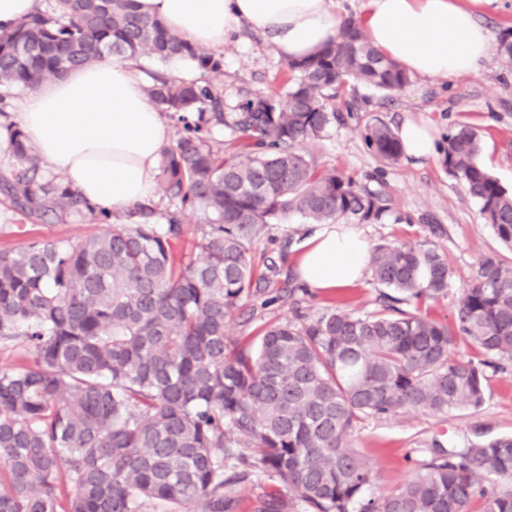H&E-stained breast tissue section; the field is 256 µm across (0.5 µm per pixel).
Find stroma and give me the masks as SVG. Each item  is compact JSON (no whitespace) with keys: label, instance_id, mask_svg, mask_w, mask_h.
<instances>
[{"label":"stroma","instance_id":"35a3bbf8","mask_svg":"<svg viewBox=\"0 0 512 512\" xmlns=\"http://www.w3.org/2000/svg\"><path fill=\"white\" fill-rule=\"evenodd\" d=\"M221 57L223 73L215 83L224 92L225 111H236L242 100L257 94L273 99L283 95L287 63L253 25H243L225 43ZM333 105L345 116V124L332 127L322 140L308 144L307 153L319 165L340 170L360 188L385 199L388 212L384 219L359 226L370 245H425L445 257L451 271L448 296L423 305L422 310L431 318L450 320L462 289L475 279L482 257L496 252L512 263V249L500 242L476 201L448 175L440 157L427 161L404 157L389 165L367 149L363 133L379 120L396 130L405 119L421 117L430 122L442 142L458 124H468L480 136L481 164L512 190V70L493 59L479 75L453 80L415 77L392 95L350 83L339 90ZM305 229L304 221L296 216L267 225L251 247L256 270H263L268 259L279 258L283 276H294L292 257ZM104 230V225L86 218L65 224L24 223L0 203V250L19 249L43 239L77 244ZM381 292V286L367 274L355 287L328 295L306 291L295 303L264 305L251 300L231 319L229 334L242 343L267 326L301 325L337 307L371 314L381 308ZM485 376L484 401L479 408L451 410L440 417L411 411L357 423L350 442L377 475L371 495L408 482L434 444L448 447L512 435V361H502L495 370L486 369Z\"/></svg>","mask_w":512,"mask_h":512}]
</instances>
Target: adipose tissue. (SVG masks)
Masks as SVG:
<instances>
[{"label":"adipose tissue","instance_id":"adipose-tissue-1","mask_svg":"<svg viewBox=\"0 0 512 512\" xmlns=\"http://www.w3.org/2000/svg\"><path fill=\"white\" fill-rule=\"evenodd\" d=\"M191 42L220 51L243 24L266 34L284 60L311 56L335 41L342 20L334 0H137ZM361 26L382 55L410 75L451 79L478 74L491 60L488 29L463 0H363ZM136 61L104 58L30 88L16 123L35 144L41 166L114 219L155 201L162 149L172 129L136 74ZM370 245L353 225H312L295 258L313 293L354 285Z\"/></svg>","mask_w":512,"mask_h":512}]
</instances>
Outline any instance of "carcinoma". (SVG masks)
<instances>
[{
	"instance_id": "1",
	"label": "carcinoma",
	"mask_w": 512,
	"mask_h": 512,
	"mask_svg": "<svg viewBox=\"0 0 512 512\" xmlns=\"http://www.w3.org/2000/svg\"><path fill=\"white\" fill-rule=\"evenodd\" d=\"M106 55L176 57L202 77L151 75L146 94L182 123L160 158L163 211L141 206L126 221L95 206L42 168L36 146L10 132L11 163L0 195L23 221L76 216L108 229L78 244L34 241L0 251V345L24 344L32 362L0 368V512H150L152 504L236 512L232 486L254 471L288 489L302 512H512V435L429 449L416 475L376 498L373 468L348 442L355 424L401 411L441 416L478 408L485 375L454 360L460 341L484 364L512 360V264L481 260L451 322L405 305L448 295L451 272L433 248L382 244L369 256L386 288L382 309H335L300 326H269L241 344L228 321L246 301L291 300L275 260L258 274L253 240L297 214L310 224L379 222L378 193L334 168L320 169L300 146L343 121L336 87L356 82L392 94L411 76L371 48L352 19L338 39L288 62L285 101L256 95L224 112L209 79L215 54L138 11L137 0H53L0 30V85L27 89ZM237 135L224 155L215 133ZM386 163L402 156L398 136L378 122L364 134ZM480 139L460 124L440 148L448 175L480 205L512 248V192L480 164ZM204 216L199 255L174 245L186 218ZM254 512H287L278 492Z\"/></svg>"
}]
</instances>
